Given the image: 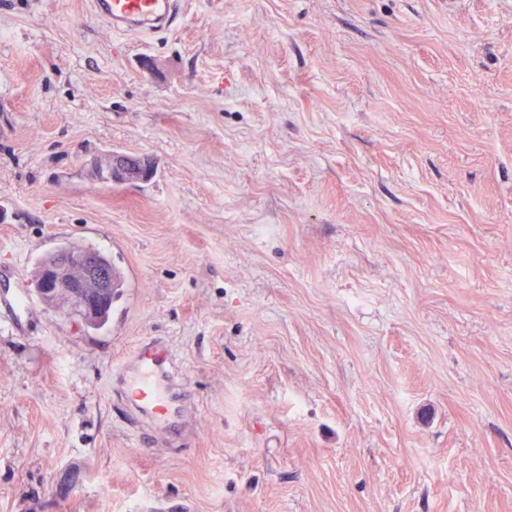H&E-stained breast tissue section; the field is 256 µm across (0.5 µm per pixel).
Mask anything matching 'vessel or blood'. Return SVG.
I'll use <instances>...</instances> for the list:
<instances>
[{
	"label": "vessel or blood",
	"instance_id": "b4317fda",
	"mask_svg": "<svg viewBox=\"0 0 512 512\" xmlns=\"http://www.w3.org/2000/svg\"><path fill=\"white\" fill-rule=\"evenodd\" d=\"M93 12L109 26L141 34L170 30L178 11L177 0H91ZM123 406L141 422V440L155 426L177 423L184 381L166 348L159 343L140 345L129 360L112 373Z\"/></svg>",
	"mask_w": 512,
	"mask_h": 512
}]
</instances>
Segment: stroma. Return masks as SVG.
<instances>
[{
	"instance_id": "35a3bbf8",
	"label": "stroma",
	"mask_w": 512,
	"mask_h": 512,
	"mask_svg": "<svg viewBox=\"0 0 512 512\" xmlns=\"http://www.w3.org/2000/svg\"><path fill=\"white\" fill-rule=\"evenodd\" d=\"M65 243L125 277L100 332L34 290ZM17 287L0 512H512V0H0ZM155 338L193 430L143 448L110 376ZM90 6L109 26L140 34L170 30L178 11L175 0H91ZM89 165L93 179L107 185L146 182L154 174L148 159L114 150L105 156L92 158Z\"/></svg>"
}]
</instances>
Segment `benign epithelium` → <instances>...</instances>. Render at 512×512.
<instances>
[{"instance_id": "benign-epithelium-1", "label": "benign epithelium", "mask_w": 512, "mask_h": 512, "mask_svg": "<svg viewBox=\"0 0 512 512\" xmlns=\"http://www.w3.org/2000/svg\"><path fill=\"white\" fill-rule=\"evenodd\" d=\"M89 165L93 179L107 185L146 182L154 174L148 159L119 151L96 156ZM34 283L44 302H70L71 314L84 323L104 313L113 288L111 269L93 250L52 252L37 265Z\"/></svg>"}]
</instances>
